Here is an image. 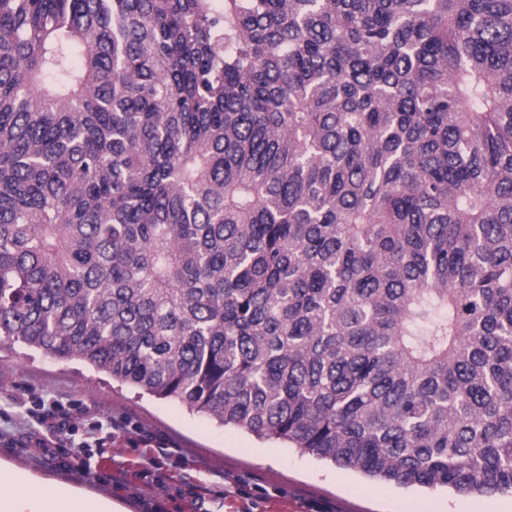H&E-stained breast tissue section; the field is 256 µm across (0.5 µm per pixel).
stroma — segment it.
I'll return each mask as SVG.
<instances>
[{
  "instance_id": "stroma-1",
  "label": "stroma",
  "mask_w": 512,
  "mask_h": 512,
  "mask_svg": "<svg viewBox=\"0 0 512 512\" xmlns=\"http://www.w3.org/2000/svg\"><path fill=\"white\" fill-rule=\"evenodd\" d=\"M79 404L59 447H26L35 401ZM0 462L127 512H512V493L404 489L25 349L0 348Z\"/></svg>"
}]
</instances>
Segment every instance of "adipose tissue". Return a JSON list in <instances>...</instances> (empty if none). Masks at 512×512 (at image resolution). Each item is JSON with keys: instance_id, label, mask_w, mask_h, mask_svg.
<instances>
[{"instance_id": "adipose-tissue-1", "label": "adipose tissue", "mask_w": 512, "mask_h": 512, "mask_svg": "<svg viewBox=\"0 0 512 512\" xmlns=\"http://www.w3.org/2000/svg\"><path fill=\"white\" fill-rule=\"evenodd\" d=\"M0 512H112L100 499L83 497L67 486L45 490L43 485L0 468Z\"/></svg>"}]
</instances>
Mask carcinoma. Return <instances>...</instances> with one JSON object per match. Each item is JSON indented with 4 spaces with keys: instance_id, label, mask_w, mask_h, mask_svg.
<instances>
[{
    "instance_id": "cac0c4a2",
    "label": "carcinoma",
    "mask_w": 512,
    "mask_h": 512,
    "mask_svg": "<svg viewBox=\"0 0 512 512\" xmlns=\"http://www.w3.org/2000/svg\"><path fill=\"white\" fill-rule=\"evenodd\" d=\"M2 343L512 492V0H0Z\"/></svg>"
}]
</instances>
